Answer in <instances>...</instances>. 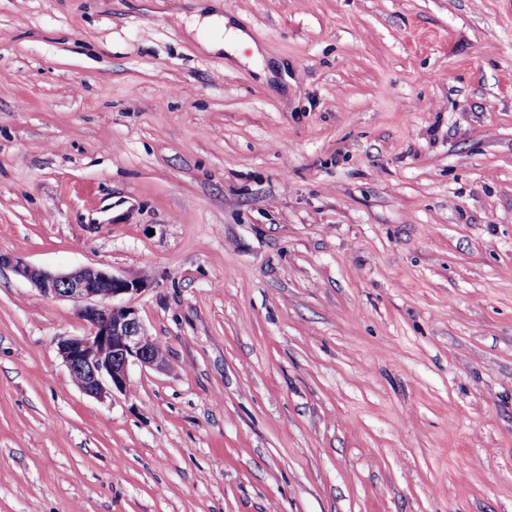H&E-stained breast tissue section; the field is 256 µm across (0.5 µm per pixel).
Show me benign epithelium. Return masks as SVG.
Returning <instances> with one entry per match:
<instances>
[{
  "label": "benign epithelium",
  "mask_w": 512,
  "mask_h": 512,
  "mask_svg": "<svg viewBox=\"0 0 512 512\" xmlns=\"http://www.w3.org/2000/svg\"><path fill=\"white\" fill-rule=\"evenodd\" d=\"M10 267L41 292L82 303L80 317L89 324L81 336L58 342L59 354L73 383L85 394L104 399L123 391L128 382V366L162 369L166 355L148 334L138 310L116 299L141 290L142 281L118 277L93 266L52 274L28 263L23 257L0 253V268Z\"/></svg>",
  "instance_id": "obj_1"
}]
</instances>
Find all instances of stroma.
Returning <instances> with one entry per match:
<instances>
[{"label":"stroma","instance_id":"obj_1","mask_svg":"<svg viewBox=\"0 0 512 512\" xmlns=\"http://www.w3.org/2000/svg\"><path fill=\"white\" fill-rule=\"evenodd\" d=\"M0 253V512H512V0H0ZM3 266L46 295L82 303L78 314L89 328L81 336L61 339L58 351L73 383L83 393L104 399L113 396L114 390H126L130 363L156 369L168 365L166 349L148 334L138 310L115 303L120 296L140 291L141 280L118 277L93 266L52 274L21 256L0 253V269Z\"/></svg>","mask_w":512,"mask_h":512}]
</instances>
